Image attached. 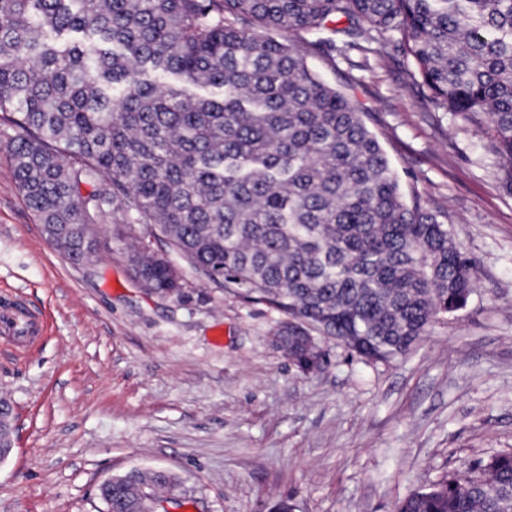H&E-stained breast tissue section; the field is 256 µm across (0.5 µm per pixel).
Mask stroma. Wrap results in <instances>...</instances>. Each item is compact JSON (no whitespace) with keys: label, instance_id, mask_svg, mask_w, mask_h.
I'll use <instances>...</instances> for the list:
<instances>
[{"label":"stroma","instance_id":"1","mask_svg":"<svg viewBox=\"0 0 512 512\" xmlns=\"http://www.w3.org/2000/svg\"><path fill=\"white\" fill-rule=\"evenodd\" d=\"M306 59L362 112L405 201L446 214L476 262L466 306L406 356L369 364L326 338L329 365L299 373L275 341L286 314L208 284L123 209L72 264L24 201L0 124V311L43 319L31 344L0 336L15 412L0 512H102L100 484L134 467L178 474L179 512H395L512 450V189L489 132L438 109L398 47ZM140 242L170 255L181 295L136 278Z\"/></svg>","mask_w":512,"mask_h":512}]
</instances>
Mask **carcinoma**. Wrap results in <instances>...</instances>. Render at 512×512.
Wrapping results in <instances>:
<instances>
[{
	"label": "carcinoma",
	"instance_id": "carcinoma-1",
	"mask_svg": "<svg viewBox=\"0 0 512 512\" xmlns=\"http://www.w3.org/2000/svg\"><path fill=\"white\" fill-rule=\"evenodd\" d=\"M330 33L308 42L306 34ZM411 56L436 107L495 132L512 183V0H0V114L13 178L46 236L89 260L88 225L117 206L198 273L367 361L408 354L462 309L475 261L438 211L408 205L363 115L302 46ZM93 190L81 193V186ZM150 287H176L138 248ZM173 477L100 490L106 512L183 505ZM397 512H512V452L456 470Z\"/></svg>",
	"mask_w": 512,
	"mask_h": 512
}]
</instances>
